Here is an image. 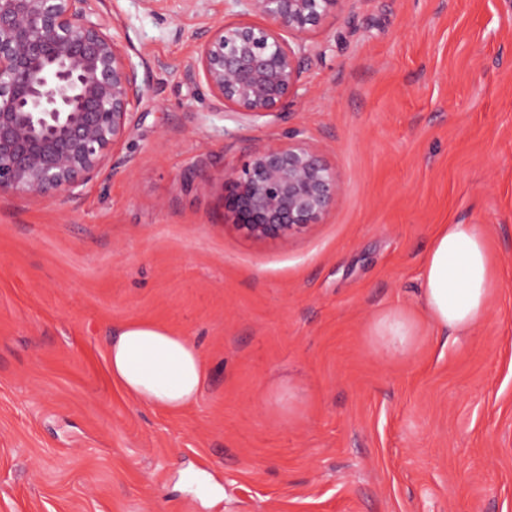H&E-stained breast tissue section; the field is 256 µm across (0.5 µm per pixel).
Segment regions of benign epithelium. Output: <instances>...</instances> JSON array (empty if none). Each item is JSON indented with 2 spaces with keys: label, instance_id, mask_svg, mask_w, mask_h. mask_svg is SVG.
<instances>
[{
  "label": "benign epithelium",
  "instance_id": "1",
  "mask_svg": "<svg viewBox=\"0 0 512 512\" xmlns=\"http://www.w3.org/2000/svg\"><path fill=\"white\" fill-rule=\"evenodd\" d=\"M91 2L0 0V194L69 192L132 134L144 86ZM234 2L262 22L205 30L188 76L204 79L216 108L255 122L294 95L303 42L341 0ZM224 187V210L247 235L286 238L321 223L342 184L290 133L226 170Z\"/></svg>",
  "mask_w": 512,
  "mask_h": 512
}]
</instances>
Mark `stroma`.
I'll list each match as a JSON object with an SVG mask.
<instances>
[{"label":"stroma","mask_w":512,"mask_h":512,"mask_svg":"<svg viewBox=\"0 0 512 512\" xmlns=\"http://www.w3.org/2000/svg\"><path fill=\"white\" fill-rule=\"evenodd\" d=\"M95 7L146 95L73 192L0 195V512H512V0H341L257 122L186 76L233 0ZM289 131L342 191L257 239L224 171ZM442 224L483 225L494 251L466 336L419 313ZM389 308L420 316L402 355L369 342ZM129 320L198 348L194 404L113 381Z\"/></svg>","instance_id":"1"}]
</instances>
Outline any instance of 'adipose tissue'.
Wrapping results in <instances>:
<instances>
[{
  "instance_id": "ef3b65f1",
  "label": "adipose tissue",
  "mask_w": 512,
  "mask_h": 512,
  "mask_svg": "<svg viewBox=\"0 0 512 512\" xmlns=\"http://www.w3.org/2000/svg\"><path fill=\"white\" fill-rule=\"evenodd\" d=\"M421 308L437 328L469 333L485 315L496 285L491 248L481 225L445 224L433 236L420 273ZM369 334L381 348L409 349L416 317L394 309L374 320ZM113 380L136 401L177 412L194 403L207 366L186 337L147 322L123 324L108 345Z\"/></svg>"
}]
</instances>
